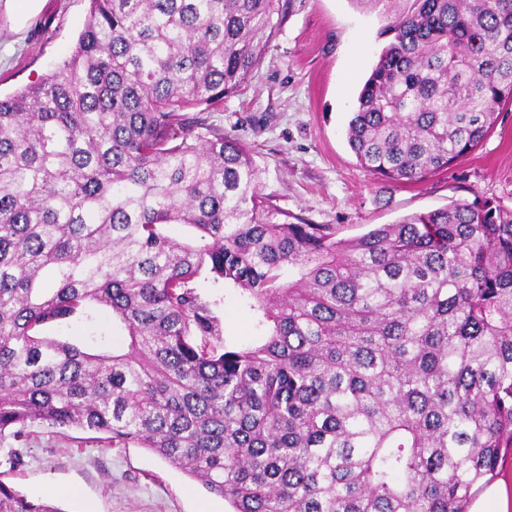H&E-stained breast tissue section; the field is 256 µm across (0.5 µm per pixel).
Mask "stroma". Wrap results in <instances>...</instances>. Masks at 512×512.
Segmentation results:
<instances>
[{"instance_id":"1","label":"stroma","mask_w":512,"mask_h":512,"mask_svg":"<svg viewBox=\"0 0 512 512\" xmlns=\"http://www.w3.org/2000/svg\"><path fill=\"white\" fill-rule=\"evenodd\" d=\"M90 0H45L25 29L0 8V97L39 82L71 54ZM377 13L349 0H283L268 49L248 85L210 111L263 171L289 213L334 224L343 238L380 224L486 197L512 210V105L487 137L448 169L392 184L363 169L346 128L354 97L385 44ZM228 342L254 340L239 292L207 277L195 282ZM0 480L62 512H227L224 500L148 449L106 445L96 433L33 424L28 440L0 438Z\"/></svg>"}]
</instances>
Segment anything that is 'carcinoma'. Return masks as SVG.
Listing matches in <instances>:
<instances>
[{"instance_id": "carcinoma-1", "label": "carcinoma", "mask_w": 512, "mask_h": 512, "mask_svg": "<svg viewBox=\"0 0 512 512\" xmlns=\"http://www.w3.org/2000/svg\"><path fill=\"white\" fill-rule=\"evenodd\" d=\"M350 2L388 38L348 122L360 166L411 183L470 154L512 103V0ZM279 12L91 0L70 57L0 98V438L133 442L230 512H467L512 450V210L340 238L281 208L203 116ZM201 274L241 290L255 340L226 341ZM0 512L62 510L0 481Z\"/></svg>"}]
</instances>
